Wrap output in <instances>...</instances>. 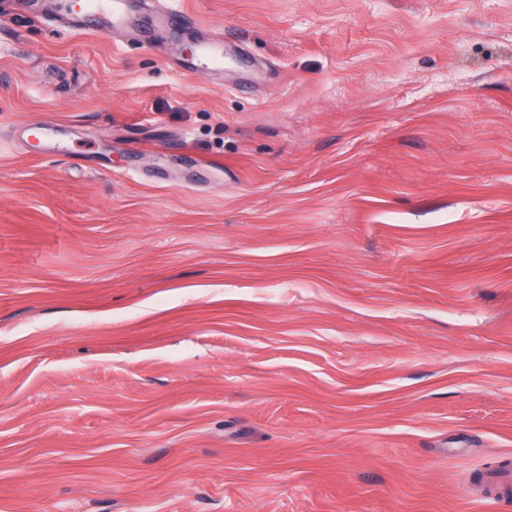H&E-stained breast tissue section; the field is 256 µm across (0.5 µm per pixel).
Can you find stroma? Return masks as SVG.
I'll list each match as a JSON object with an SVG mask.
<instances>
[{
	"label": "stroma",
	"instance_id": "obj_1",
	"mask_svg": "<svg viewBox=\"0 0 512 512\" xmlns=\"http://www.w3.org/2000/svg\"><path fill=\"white\" fill-rule=\"evenodd\" d=\"M129 2L0 0V512H512V0ZM128 8L126 0H84L82 4H77V9H72V13L62 14L64 17L74 18L62 24L76 28L80 25V18H86L97 24L105 20L110 28H118L126 23ZM158 20L168 29H182L192 26V17L181 8H176L165 3L162 11H157ZM231 46L224 45L223 36L205 39L196 44V61L199 65H211L216 68L224 65Z\"/></svg>",
	"mask_w": 512,
	"mask_h": 512
}]
</instances>
